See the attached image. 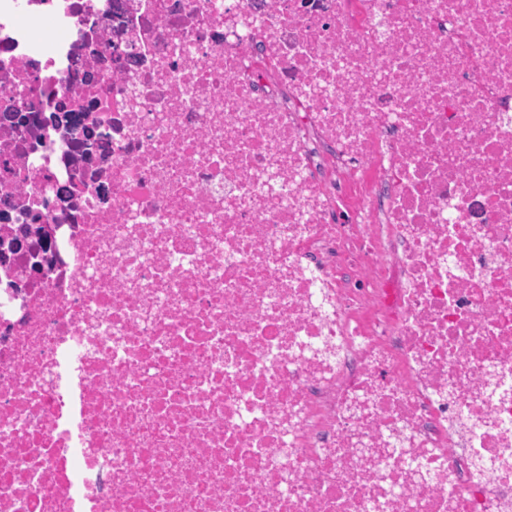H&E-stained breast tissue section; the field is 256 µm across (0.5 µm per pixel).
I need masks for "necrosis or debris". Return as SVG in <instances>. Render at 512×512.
<instances>
[{
    "mask_svg": "<svg viewBox=\"0 0 512 512\" xmlns=\"http://www.w3.org/2000/svg\"><path fill=\"white\" fill-rule=\"evenodd\" d=\"M0 512H512V0H0Z\"/></svg>",
    "mask_w": 512,
    "mask_h": 512,
    "instance_id": "4bbe7bcc",
    "label": "necrosis or debris"
}]
</instances>
